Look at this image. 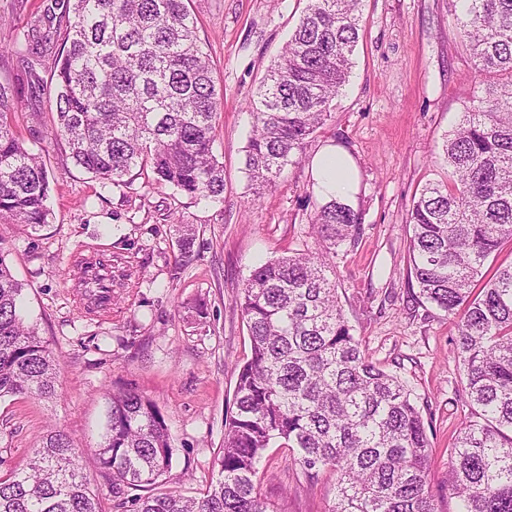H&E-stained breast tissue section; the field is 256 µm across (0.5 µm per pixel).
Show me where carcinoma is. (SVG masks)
Wrapping results in <instances>:
<instances>
[{
    "instance_id": "carcinoma-1",
    "label": "carcinoma",
    "mask_w": 512,
    "mask_h": 512,
    "mask_svg": "<svg viewBox=\"0 0 512 512\" xmlns=\"http://www.w3.org/2000/svg\"><path fill=\"white\" fill-rule=\"evenodd\" d=\"M360 0H307L293 33L251 103L244 165L254 192L296 163L348 81ZM463 37L489 106L464 113L444 148L448 182L414 197L410 277L457 319L454 354L462 395L477 417L448 459V490L461 512H512V265L472 295L501 243L512 240V0H463ZM52 135L76 166L118 185L133 169L151 186L199 201L224 194L213 152L224 98L187 0H51L0 57L53 46ZM15 90L0 82V224L37 231L48 222L49 170L14 124ZM310 227L319 252L256 267L239 295L251 358L239 370L235 411L224 420L217 478L198 496L162 491L173 466L165 418L132 390L108 397L95 450L98 476L133 512H270L257 476L267 449L290 451L311 480L336 476L331 512H439L428 491L430 444L402 382L366 359L342 314L329 254L360 229L334 198ZM181 257L196 236L176 225ZM22 285L0 260V399L57 396L59 361L19 310ZM0 512H102L81 452L49 429L26 468L0 476Z\"/></svg>"
}]
</instances>
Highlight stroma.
<instances>
[{
  "mask_svg": "<svg viewBox=\"0 0 512 512\" xmlns=\"http://www.w3.org/2000/svg\"><path fill=\"white\" fill-rule=\"evenodd\" d=\"M304 6L305 0H189L224 88L214 143L224 198L216 203L152 189L138 170L125 185L103 186L51 134V57L0 58V80L13 81L16 90L17 129L52 176L46 226L32 232L0 224V256L24 286L26 322L60 362L53 401L0 399V475L24 468L50 425L71 435L87 473L96 474L107 396L134 389L166 419L176 450L167 488L188 496L205 489L217 475L239 369L251 357L238 297L255 267L315 248L308 224L324 198L312 162L337 145L356 168L347 202L362 217L355 241L338 246L333 259L338 301L366 357L409 391L432 448L430 491L440 512H457L448 456L472 409L455 394L462 374L453 353L455 323L410 281L409 210L425 183L447 181L443 145L463 112L488 105L457 22L461 0H363L351 74L330 117L299 162L256 195L243 165L249 103ZM178 224L197 227L185 259ZM98 250L112 256L108 316L79 303L74 258ZM288 455L269 449L259 470L273 512H330L333 477L309 480Z\"/></svg>",
  "mask_w": 512,
  "mask_h": 512,
  "instance_id": "obj_1",
  "label": "stroma"
}]
</instances>
